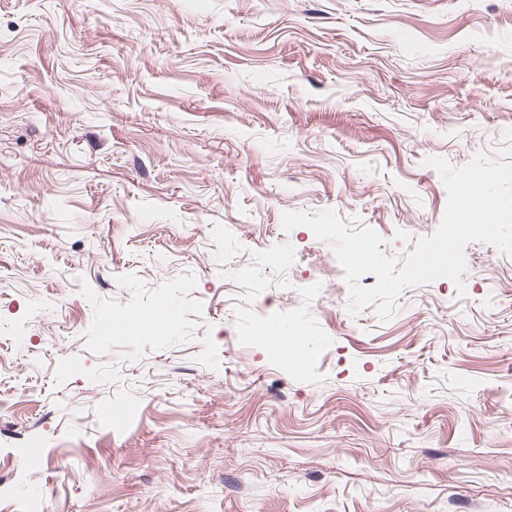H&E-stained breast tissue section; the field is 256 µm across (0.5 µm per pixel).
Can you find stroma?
Masks as SVG:
<instances>
[{
  "instance_id": "35a3bbf8",
  "label": "stroma",
  "mask_w": 512,
  "mask_h": 512,
  "mask_svg": "<svg viewBox=\"0 0 512 512\" xmlns=\"http://www.w3.org/2000/svg\"><path fill=\"white\" fill-rule=\"evenodd\" d=\"M510 129L512 0H0V512H512V261L282 226L404 260Z\"/></svg>"
}]
</instances>
